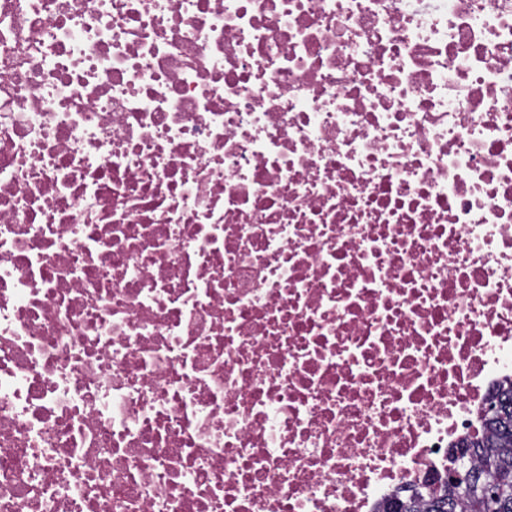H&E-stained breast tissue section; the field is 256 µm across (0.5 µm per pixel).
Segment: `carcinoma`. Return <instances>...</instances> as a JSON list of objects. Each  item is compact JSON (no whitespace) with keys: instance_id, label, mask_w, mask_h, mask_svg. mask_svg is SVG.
<instances>
[{"instance_id":"1","label":"carcinoma","mask_w":512,"mask_h":512,"mask_svg":"<svg viewBox=\"0 0 512 512\" xmlns=\"http://www.w3.org/2000/svg\"><path fill=\"white\" fill-rule=\"evenodd\" d=\"M487 421L489 434L458 450L466 464L463 482L397 500L390 512H512V389L489 408Z\"/></svg>"}]
</instances>
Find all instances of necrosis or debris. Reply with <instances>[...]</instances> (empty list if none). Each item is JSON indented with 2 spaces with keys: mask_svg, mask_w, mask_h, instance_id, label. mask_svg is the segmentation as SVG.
<instances>
[{
  "mask_svg": "<svg viewBox=\"0 0 512 512\" xmlns=\"http://www.w3.org/2000/svg\"><path fill=\"white\" fill-rule=\"evenodd\" d=\"M512 384V0H0V512H381Z\"/></svg>",
  "mask_w": 512,
  "mask_h": 512,
  "instance_id": "1",
  "label": "necrosis or debris"
}]
</instances>
